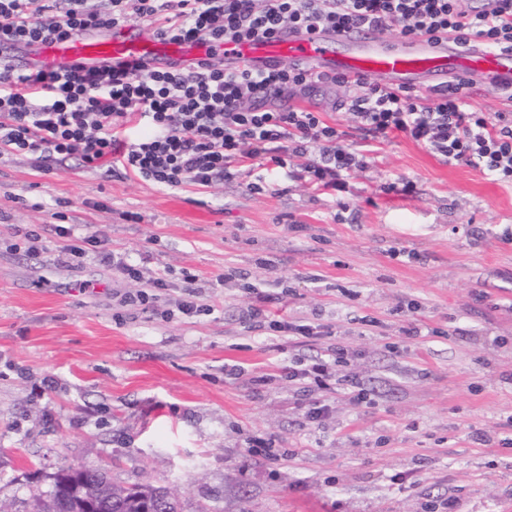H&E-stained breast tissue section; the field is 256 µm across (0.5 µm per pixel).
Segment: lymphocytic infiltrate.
I'll return each mask as SVG.
<instances>
[{
    "instance_id": "lymphocytic-infiltrate-1",
    "label": "lymphocytic infiltrate",
    "mask_w": 512,
    "mask_h": 512,
    "mask_svg": "<svg viewBox=\"0 0 512 512\" xmlns=\"http://www.w3.org/2000/svg\"><path fill=\"white\" fill-rule=\"evenodd\" d=\"M461 0H0V156L32 157L38 168L76 159L86 168L110 160L113 172L160 187L210 188L253 176L262 159L275 174L342 201L352 175L368 165L362 145L348 143L322 113L282 108L266 98L312 87L308 66L277 64L263 72L233 70L212 55L179 69L108 66L61 75L38 67L17 68L8 47H29L55 38L98 34L125 23L145 22L161 38L218 45L227 40L270 37L284 29L340 31L393 29L405 40L452 38L459 46L479 42L512 49V0L496 9L464 8ZM347 89L342 102L364 141L397 131L448 164L481 168L512 185V113L469 109L460 78L430 89H391L363 76L336 75ZM52 258L72 265L92 259L138 290L120 293L121 306L174 314L207 311L195 287L185 289L178 310L160 309L164 272L145 276L117 258L94 233L53 225ZM248 312L252 329L291 341L319 337L316 326L268 318L265 295ZM350 354L298 359L288 378L320 390H346L355 403L368 393L355 375L337 376Z\"/></svg>"
}]
</instances>
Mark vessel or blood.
I'll return each mask as SVG.
<instances>
[{
  "instance_id": "vessel-or-blood-1",
  "label": "vessel or blood",
  "mask_w": 512,
  "mask_h": 512,
  "mask_svg": "<svg viewBox=\"0 0 512 512\" xmlns=\"http://www.w3.org/2000/svg\"><path fill=\"white\" fill-rule=\"evenodd\" d=\"M211 51L195 42L157 38L141 24L131 23L99 37L81 34L46 40L31 46L30 55L40 68L64 73L78 65L95 69L107 63L181 67L207 58ZM215 51L229 68L262 69L287 57L321 74L373 75L394 87H431L448 79L452 69L463 68L480 75L490 88L512 91L511 51L460 49L445 40L390 44L375 30L314 34L287 30L271 38L227 41Z\"/></svg>"
}]
</instances>
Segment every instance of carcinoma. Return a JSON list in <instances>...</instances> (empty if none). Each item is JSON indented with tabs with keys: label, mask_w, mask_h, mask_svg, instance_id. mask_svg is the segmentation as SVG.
<instances>
[{
	"label": "carcinoma",
	"mask_w": 512,
	"mask_h": 512,
	"mask_svg": "<svg viewBox=\"0 0 512 512\" xmlns=\"http://www.w3.org/2000/svg\"><path fill=\"white\" fill-rule=\"evenodd\" d=\"M60 486L56 495L44 491L33 512H178L175 496L164 488L117 487L98 468L83 466L80 476L64 481L60 473L51 476Z\"/></svg>",
	"instance_id": "carcinoma-1"
}]
</instances>
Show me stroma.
Here are the masks:
<instances>
[{
  "mask_svg": "<svg viewBox=\"0 0 512 512\" xmlns=\"http://www.w3.org/2000/svg\"><path fill=\"white\" fill-rule=\"evenodd\" d=\"M344 97L328 82L288 103L348 131ZM398 177L415 193L380 191ZM348 201L285 179L161 189L73 159L45 172L0 156V239L85 224L165 269L164 307L187 272L212 306L166 321L120 307L125 282L95 262L0 248V500L32 512L51 474L91 465L122 487L174 488L179 512H424L448 498L460 512H512V186L395 133ZM248 285L274 295L272 318L320 338L249 330ZM410 326L419 336L405 337ZM339 346L371 402L332 391L310 424L323 394L285 368ZM228 363L241 378H225ZM260 375L270 383L251 385ZM255 437L278 460H247ZM410 469L420 484H392Z\"/></svg>",
  "mask_w": 512,
  "mask_h": 512,
  "instance_id": "35a3bbf8",
  "label": "stroma"
}]
</instances>
